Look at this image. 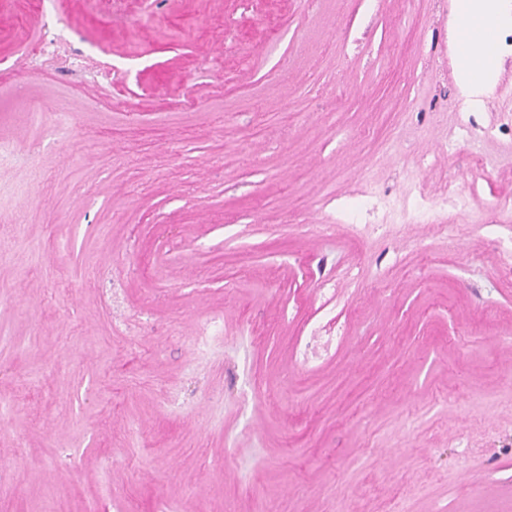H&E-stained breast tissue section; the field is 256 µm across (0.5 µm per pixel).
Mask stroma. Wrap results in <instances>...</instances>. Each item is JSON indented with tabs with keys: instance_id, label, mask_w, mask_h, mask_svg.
<instances>
[{
	"instance_id": "1",
	"label": "stroma",
	"mask_w": 512,
	"mask_h": 512,
	"mask_svg": "<svg viewBox=\"0 0 512 512\" xmlns=\"http://www.w3.org/2000/svg\"><path fill=\"white\" fill-rule=\"evenodd\" d=\"M453 20L0 0V512H512V47L467 104Z\"/></svg>"
}]
</instances>
